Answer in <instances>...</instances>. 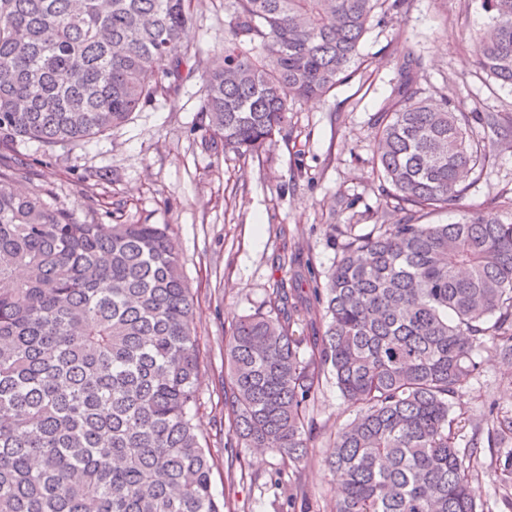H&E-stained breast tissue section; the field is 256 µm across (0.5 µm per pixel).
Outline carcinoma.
Segmentation results:
<instances>
[{
    "label": "carcinoma",
    "mask_w": 512,
    "mask_h": 512,
    "mask_svg": "<svg viewBox=\"0 0 512 512\" xmlns=\"http://www.w3.org/2000/svg\"><path fill=\"white\" fill-rule=\"evenodd\" d=\"M469 36L477 67L512 86V0ZM407 0H234L211 67L184 48L191 0H0V146L84 143L201 72L205 130L252 157L286 136L292 102L350 77L376 13ZM421 62L397 49L399 82L374 119L386 207L404 214L346 237L313 275L323 329L293 334L298 290L232 328L224 355L234 433L288 464L307 459L309 403L328 374L353 407L326 464L336 512H477L474 465L451 402L490 342L512 357V222L494 209L451 224L503 140L493 112L423 96ZM0 169V512H224L194 423V300L167 224H79ZM311 356L305 357L303 344Z\"/></svg>",
    "instance_id": "obj_1"
}]
</instances>
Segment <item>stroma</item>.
Masks as SVG:
<instances>
[{"label":"stroma","mask_w":512,"mask_h":512,"mask_svg":"<svg viewBox=\"0 0 512 512\" xmlns=\"http://www.w3.org/2000/svg\"><path fill=\"white\" fill-rule=\"evenodd\" d=\"M232 11L231 0H193L183 42L202 65L222 50ZM490 21L483 0H408L406 12L373 20L359 48L370 67L328 98L295 102L288 137L254 157L212 145L196 75L184 80L176 100L156 97L88 142L48 148L19 139L0 157L6 168H26L23 189L39 192L79 223L169 225L194 298L202 356L195 422L215 463L213 489L224 512H288V487L297 481L307 512H332L336 488L325 459L352 407L326 378L310 410L306 463L290 468L279 456L248 448L229 461L224 341L241 317L265 310L276 289L293 287L297 270L321 273L336 263L340 250L327 238L328 225L351 224L366 234L399 221V214L380 208L372 173V124L394 97L396 45L407 44L420 57L417 84L426 96L512 124V87L479 73L474 47L464 38ZM473 130L491 145L481 179L457 207L426 214L422 223L450 224L488 207L512 219V140H497L478 124ZM475 360L477 370L453 401L457 444L475 449L479 512H512V486L491 463L498 450L512 448V433L498 434L492 421L512 418V358L488 344Z\"/></svg>","instance_id":"stroma-1"}]
</instances>
